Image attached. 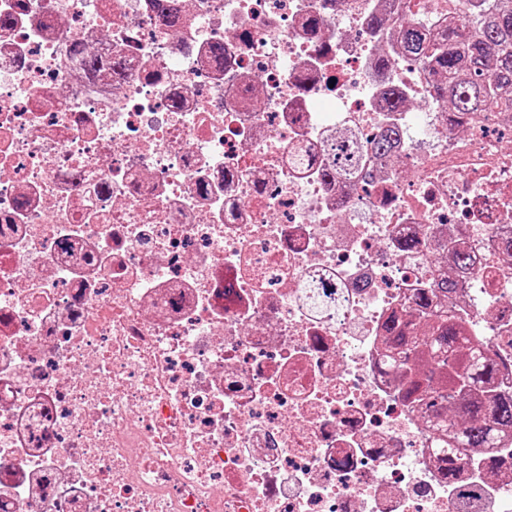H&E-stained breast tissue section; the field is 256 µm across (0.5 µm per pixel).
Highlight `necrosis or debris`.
Returning a JSON list of instances; mask_svg holds the SVG:
<instances>
[{"instance_id": "necrosis-or-debris-1", "label": "necrosis or debris", "mask_w": 512, "mask_h": 512, "mask_svg": "<svg viewBox=\"0 0 512 512\" xmlns=\"http://www.w3.org/2000/svg\"><path fill=\"white\" fill-rule=\"evenodd\" d=\"M171 9L0 0V512H512V440L448 480L379 367L466 238L456 308L512 385V113L377 69L390 0ZM390 126L372 180L322 178ZM324 150L328 159L323 170L325 177L334 180L370 179L371 167L367 162L366 150L345 132H339L336 138L328 141Z\"/></svg>"}]
</instances>
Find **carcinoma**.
<instances>
[{
	"label": "carcinoma",
	"mask_w": 512,
	"mask_h": 512,
	"mask_svg": "<svg viewBox=\"0 0 512 512\" xmlns=\"http://www.w3.org/2000/svg\"><path fill=\"white\" fill-rule=\"evenodd\" d=\"M466 8V19L459 24L432 28L410 17L394 36L397 53L416 57L428 69L432 96L447 105L451 121L462 112L512 110V0H468ZM395 136L393 129L383 131L372 151L388 153ZM324 150L325 177H371L366 150L346 133L339 132ZM448 255L456 267L470 264L463 242ZM453 299V283L446 273H437L435 287L411 299L425 331L392 317L381 359L382 366L399 377L408 405L425 411L426 427L450 481L456 479L458 456L464 450L493 453L512 432V391L499 382L497 361L448 308ZM450 402L460 408L456 418L448 416Z\"/></svg>",
	"instance_id": "obj_1"
}]
</instances>
